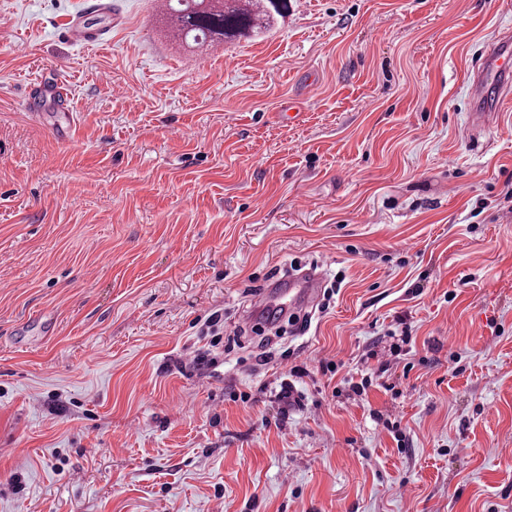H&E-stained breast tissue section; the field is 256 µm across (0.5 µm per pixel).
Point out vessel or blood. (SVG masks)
<instances>
[{
    "mask_svg": "<svg viewBox=\"0 0 512 512\" xmlns=\"http://www.w3.org/2000/svg\"><path fill=\"white\" fill-rule=\"evenodd\" d=\"M471 89L473 107L470 122L473 133L477 134L494 123L497 101L512 95L511 28L502 29L484 51L471 76ZM44 99L52 100L63 109L68 106L67 99L54 81H39L31 85L27 98L29 108H36ZM321 286L322 276L319 272L307 270L288 275L274 282L271 288L263 290L247 320L258 325L274 316L305 310L314 304Z\"/></svg>",
    "mask_w": 512,
    "mask_h": 512,
    "instance_id": "vessel-or-blood-1",
    "label": "vessel or blood"
}]
</instances>
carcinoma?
<instances>
[{"instance_id": "1", "label": "carcinoma", "mask_w": 512, "mask_h": 512, "mask_svg": "<svg viewBox=\"0 0 512 512\" xmlns=\"http://www.w3.org/2000/svg\"><path fill=\"white\" fill-rule=\"evenodd\" d=\"M167 0L164 12L171 35L180 44L191 38L198 45L257 36L275 17L288 10V0Z\"/></svg>"}]
</instances>
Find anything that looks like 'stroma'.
Returning <instances> with one entry per match:
<instances>
[{
	"mask_svg": "<svg viewBox=\"0 0 512 512\" xmlns=\"http://www.w3.org/2000/svg\"><path fill=\"white\" fill-rule=\"evenodd\" d=\"M86 7L0 0V512H512V100L469 129L512 0H288L205 47L155 0L77 46ZM296 265L340 289L261 343ZM68 35L73 43L80 45L95 44L106 40L103 32H94L85 28L81 17L70 24ZM57 82H44L37 81L30 86L27 98V105L30 110L35 111L37 104L43 99L52 100L57 106H59L62 112L66 113V118L70 117L68 109V101L63 97Z\"/></svg>",
	"mask_w": 512,
	"mask_h": 512,
	"instance_id": "stroma-1",
	"label": "stroma"
}]
</instances>
